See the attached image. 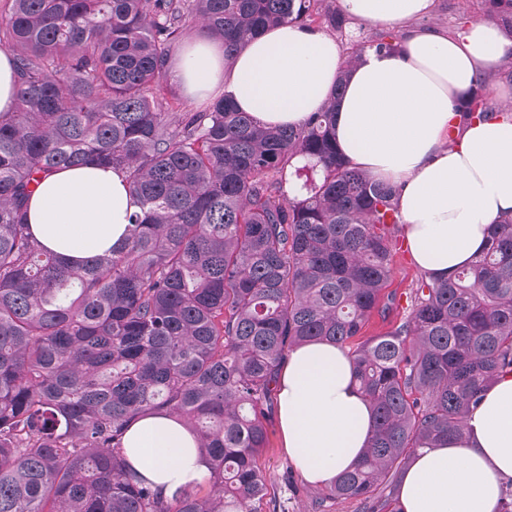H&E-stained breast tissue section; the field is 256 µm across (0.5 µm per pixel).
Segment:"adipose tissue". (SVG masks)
Here are the masks:
<instances>
[{
    "mask_svg": "<svg viewBox=\"0 0 512 512\" xmlns=\"http://www.w3.org/2000/svg\"><path fill=\"white\" fill-rule=\"evenodd\" d=\"M354 19L405 27L398 53L366 52L336 102V144L352 166L400 187L406 245L415 265L446 278L512 217V123L460 127L455 106L477 73L512 59V40L486 22L455 36L425 26L435 0H340ZM343 58L335 38L296 24L249 39L232 61L201 38L167 72L190 98L223 89L238 109L268 125L296 127L324 108ZM125 179L107 167L57 171L28 203L33 235L70 261L120 242L137 211ZM283 446L303 478L330 485L355 466L374 429L371 408L340 347L310 342L291 350L279 373ZM125 456L164 495L204 484L198 440L175 416L130 422ZM512 480V373L501 376L467 415L461 436L418 451L399 492L403 512H500Z\"/></svg>",
    "mask_w": 512,
    "mask_h": 512,
    "instance_id": "obj_1",
    "label": "adipose tissue"
}]
</instances>
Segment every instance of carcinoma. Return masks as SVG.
<instances>
[{
    "mask_svg": "<svg viewBox=\"0 0 512 512\" xmlns=\"http://www.w3.org/2000/svg\"><path fill=\"white\" fill-rule=\"evenodd\" d=\"M512 40V0H481ZM319 19L331 0H0L16 104L0 112V512H285L259 463L293 348L347 350L375 420L359 463L313 512L355 500L400 512L416 452L459 435L512 372V219L400 308L388 290L400 190L336 149V98L300 127L267 126L228 97L170 112L157 95L194 24L224 59L260 32ZM382 31L345 48L339 83ZM478 75L459 126L502 115ZM91 163L119 168L140 211L123 241L74 267L27 224L34 186ZM292 182L296 193L285 188ZM385 332L364 336L373 318ZM167 411L199 442L207 493L165 497L129 467V422Z\"/></svg>",
    "mask_w": 512,
    "mask_h": 512,
    "instance_id": "carcinoma-1",
    "label": "carcinoma"
}]
</instances>
